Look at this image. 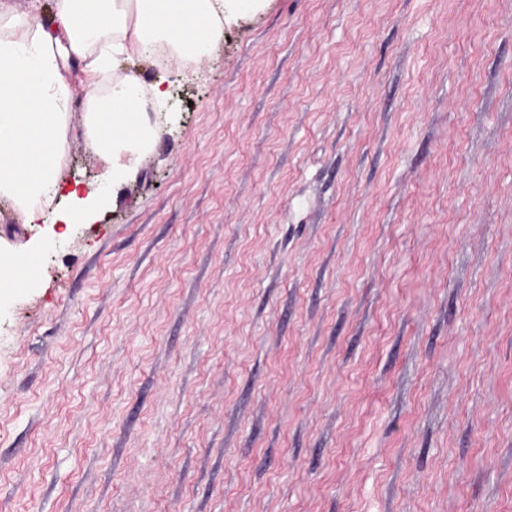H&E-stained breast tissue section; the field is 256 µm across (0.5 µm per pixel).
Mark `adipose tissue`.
<instances>
[{
  "label": "adipose tissue",
  "instance_id": "ef3b65f1",
  "mask_svg": "<svg viewBox=\"0 0 512 512\" xmlns=\"http://www.w3.org/2000/svg\"><path fill=\"white\" fill-rule=\"evenodd\" d=\"M263 0H51L60 31L0 0V202L36 223L61 192L55 170L68 150L74 106L87 147L118 182L160 135L147 115L166 109L171 69L198 62L224 37L226 19ZM155 62L153 83L121 60ZM85 67L79 87L71 60Z\"/></svg>",
  "mask_w": 512,
  "mask_h": 512
}]
</instances>
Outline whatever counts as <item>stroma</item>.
Returning <instances> with one entry per match:
<instances>
[{"mask_svg":"<svg viewBox=\"0 0 512 512\" xmlns=\"http://www.w3.org/2000/svg\"><path fill=\"white\" fill-rule=\"evenodd\" d=\"M170 99L0 203V512H512V0H266ZM73 199L70 210L62 217L65 224H80L86 220L90 210L101 207L107 203V197L98 188L91 187L87 190L86 197L77 196V191L69 195ZM34 254L30 250H18L13 253V262L11 265H8L2 262V257L0 254V276L1 278L10 277L11 272L14 269L16 260L17 264L15 266V272L13 275L14 281L13 286L16 288H23L27 279L30 277L31 271L38 266V261L36 257L33 256H22V255H32ZM35 255V254H34ZM21 256V257H20Z\"/></svg>","mask_w":512,"mask_h":512,"instance_id":"stroma-1","label":"stroma"}]
</instances>
